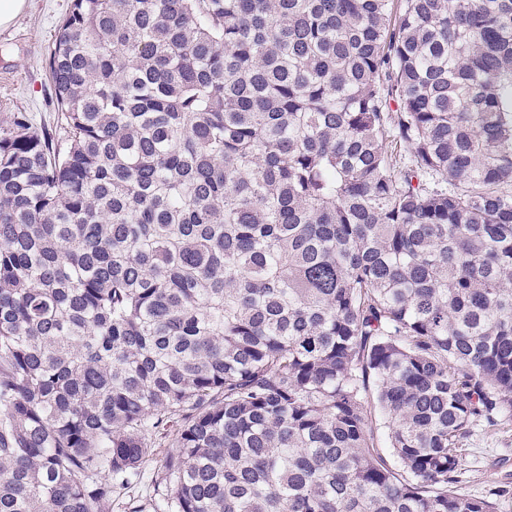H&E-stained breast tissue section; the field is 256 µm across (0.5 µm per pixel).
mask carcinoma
I'll return each instance as SVG.
<instances>
[{
  "instance_id": "1",
  "label": "carcinoma",
  "mask_w": 512,
  "mask_h": 512,
  "mask_svg": "<svg viewBox=\"0 0 512 512\" xmlns=\"http://www.w3.org/2000/svg\"><path fill=\"white\" fill-rule=\"evenodd\" d=\"M0 123V512H494L512 0H72ZM395 463L381 453L378 432ZM461 491L485 498L493 488L495 512H512V425L497 429L477 422L472 425L460 458ZM173 429L171 428L170 431L157 438V448H155L153 455L143 465L145 472L144 480L136 486L112 493V512H126L124 509L125 503L129 499L140 500L147 505L151 503L150 498L154 497V485L151 479L153 476L155 479V475L160 470L165 455L172 450L169 447L173 439Z\"/></svg>"
}]
</instances>
